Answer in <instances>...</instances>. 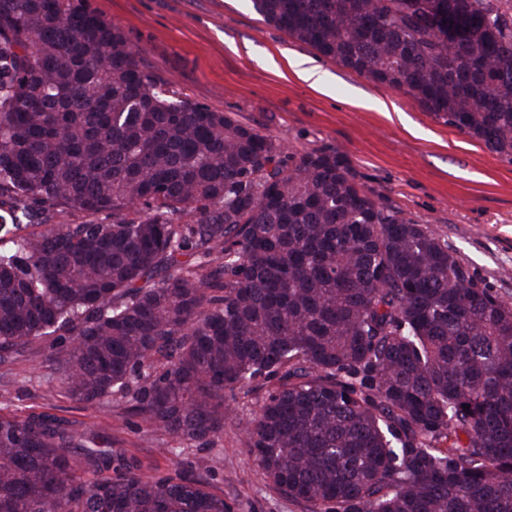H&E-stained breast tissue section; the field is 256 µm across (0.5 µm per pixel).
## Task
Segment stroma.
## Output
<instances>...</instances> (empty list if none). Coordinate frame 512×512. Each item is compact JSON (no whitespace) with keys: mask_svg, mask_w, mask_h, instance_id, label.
Masks as SVG:
<instances>
[{"mask_svg":"<svg viewBox=\"0 0 512 512\" xmlns=\"http://www.w3.org/2000/svg\"><path fill=\"white\" fill-rule=\"evenodd\" d=\"M118 23L145 68L189 99L232 114L290 152L336 151L356 181L447 241L480 284L512 303V162L377 84L267 25L250 0H83ZM318 67L321 83L298 71ZM51 351L0 367V407L47 406L91 431L119 437L144 476L165 473L167 438L137 429L128 397L86 408L64 395ZM263 396L243 390L213 448L189 451L191 472L216 473L227 512H306L273 489L249 457L245 426Z\"/></svg>","mask_w":512,"mask_h":512,"instance_id":"1","label":"stroma"}]
</instances>
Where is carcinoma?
Listing matches in <instances>:
<instances>
[{
  "label": "carcinoma",
  "instance_id": "1",
  "mask_svg": "<svg viewBox=\"0 0 512 512\" xmlns=\"http://www.w3.org/2000/svg\"><path fill=\"white\" fill-rule=\"evenodd\" d=\"M251 2L512 162V0ZM1 210L0 366L50 345L173 469L0 411V512H226L181 457L260 381L252 460L307 512H512V305L336 151L191 101L80 0H0Z\"/></svg>",
  "mask_w": 512,
  "mask_h": 512
}]
</instances>
